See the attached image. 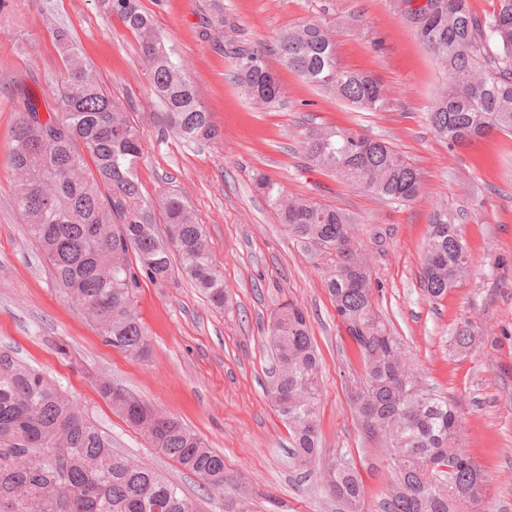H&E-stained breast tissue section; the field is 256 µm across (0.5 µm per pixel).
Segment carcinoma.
<instances>
[{
	"instance_id": "cac0c4a2",
	"label": "carcinoma",
	"mask_w": 512,
	"mask_h": 512,
	"mask_svg": "<svg viewBox=\"0 0 512 512\" xmlns=\"http://www.w3.org/2000/svg\"><path fill=\"white\" fill-rule=\"evenodd\" d=\"M402 17L439 66L444 85L424 121L448 147L494 132L512 134V0L475 14L469 0H424ZM138 40L157 121L188 143L212 142L217 131L198 88L188 79L175 46L137 0H103ZM202 35L224 36V0H207ZM63 64L55 105L39 119L37 94L21 88L11 129L13 200L28 234L50 264L65 300L81 308L103 341L119 351L147 355L149 342L136 309L145 276L171 275L169 251L182 275L208 301L224 307V276L206 230L182 198L164 190L144 196L136 171L146 150L132 101L112 95L89 71L71 32L45 21ZM281 63L306 83L369 112L388 99L371 74L342 67L333 31L309 21L282 31ZM234 79L247 98L280 104L283 89L264 58L238 49ZM308 160L352 187L403 205L417 198L419 169L389 143L349 128L315 127L302 140ZM279 223L295 238L336 251L326 278L336 315L356 345L365 382L355 396L362 425L389 448L392 480L383 512H464L478 502L481 473L455 446L458 417L446 396L426 388L406 362L374 308L369 267L342 243L358 247L354 219L343 210L288 194L266 177L255 181ZM167 224L159 239L156 214ZM464 214L442 206L429 219L422 286L438 299L477 268L462 231ZM266 346L276 362L270 395L288 424L293 458L309 466L323 455L318 433L320 358L309 319L293 302L271 315ZM153 447L211 487L224 485V456L177 419L97 384ZM328 489L345 512H361V478L348 459H325ZM0 512H202L199 504L152 470L112 451L111 438L64 390L39 371L0 350Z\"/></svg>"
}]
</instances>
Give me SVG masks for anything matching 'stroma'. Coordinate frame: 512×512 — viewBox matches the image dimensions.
<instances>
[{
  "label": "stroma",
  "instance_id": "1",
  "mask_svg": "<svg viewBox=\"0 0 512 512\" xmlns=\"http://www.w3.org/2000/svg\"><path fill=\"white\" fill-rule=\"evenodd\" d=\"M6 3L0 11V348L61 385L111 434L116 452L177 483L203 512H240L245 505L251 512H340L320 465L303 469L292 459L288 427L268 393L273 360L263 329L281 303L295 300L321 358V446L355 461L363 512H381L390 478L386 450L357 419L353 397L363 384V363L324 285L336 254L278 224L253 187L262 173L290 194L356 219L379 314L426 385L457 407V443L485 477L476 512H512V136L495 133L453 149L434 136L423 116L442 77L394 0H224V15L234 24L225 43L263 52L285 87L283 104L274 109L246 99L232 77L231 54L202 38L205 0H138L187 63L221 133L216 144H190L162 131L138 41L118 17L106 15L100 0ZM48 14L71 30L92 74L134 102L149 142L137 168L143 194L178 193L204 224L224 273L229 303L221 310L185 279L142 281L135 301L150 350L139 359L105 344L84 313L61 298L13 205L15 88L63 74L44 25ZM310 20L334 31L342 65L380 79L387 110L355 109L283 68L271 52L279 33ZM323 125L392 143L421 170L419 196L391 205L316 169L301 141L307 129ZM442 203L467 213L463 233L477 268L434 301L421 287V265L430 214ZM465 320L476 335L466 350L453 341ZM60 344L66 354L57 353ZM99 378L179 419L223 454V489L208 490L152 448L101 399Z\"/></svg>",
  "mask_w": 512,
  "mask_h": 512
}]
</instances>
